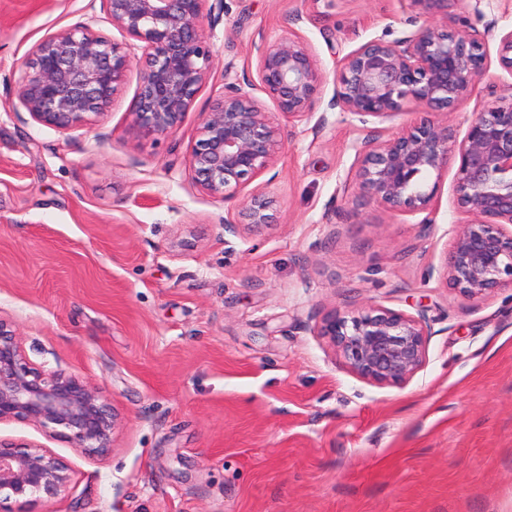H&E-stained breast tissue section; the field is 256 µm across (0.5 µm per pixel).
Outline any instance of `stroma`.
<instances>
[{
	"mask_svg": "<svg viewBox=\"0 0 512 512\" xmlns=\"http://www.w3.org/2000/svg\"><path fill=\"white\" fill-rule=\"evenodd\" d=\"M301 20H294V13ZM101 0H0V318L45 370L79 372L118 413L104 457L20 422L0 438L67 463L68 494L32 512H512V288L468 299L443 253L468 217L452 176L435 221L394 213L356 181L358 123L329 108L341 59L444 16L477 38L512 27V0H224L204 33L209 81L179 128L131 127L132 68L111 105L64 135L12 101L22 56L46 33L99 18ZM295 34L324 81L307 123L256 98L284 146L274 165L207 194L190 153L224 68L255 76L261 39ZM496 58L447 116L457 134L511 80ZM277 222L224 236L254 191ZM377 306L424 313L425 366L404 386L352 373L322 317Z\"/></svg>",
	"mask_w": 512,
	"mask_h": 512,
	"instance_id": "obj_1",
	"label": "stroma"
}]
</instances>
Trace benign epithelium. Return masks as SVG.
<instances>
[{
	"label": "benign epithelium",
	"mask_w": 512,
	"mask_h": 512,
	"mask_svg": "<svg viewBox=\"0 0 512 512\" xmlns=\"http://www.w3.org/2000/svg\"><path fill=\"white\" fill-rule=\"evenodd\" d=\"M105 19L127 42L109 40L89 23L46 34L20 60L15 108L62 133L86 126L112 103L127 71L138 63L140 85L130 105L140 136L173 133L208 82L214 45L204 21L224 10L223 0H102ZM256 78L239 79L224 68V93L202 114L191 150L195 183L227 197L231 185L256 178L275 162L281 130L262 111V89L288 122L312 117L323 83L318 61L297 36L257 46ZM488 44L456 28L422 26L396 41H368L341 59L329 106L356 118L385 117L411 104L406 130L382 139L369 130L356 143L360 188L392 212L423 215L435 223L432 202L448 167L455 207L471 216L456 232L444 269L449 288L480 298L512 288V96L485 105L463 137L440 112L454 111L475 88ZM499 66L512 76V30L499 35ZM274 201L250 194L224 235L258 231L276 223ZM318 334L327 338L361 379L403 386L425 365L430 329L417 316L372 307L351 317L326 314ZM18 421L63 437L94 456L112 448L114 407L80 374L45 372L26 356L11 323L0 318V422ZM70 469L33 442L0 441V512L11 500H52L69 491Z\"/></svg>",
	"instance_id": "1"
}]
</instances>
